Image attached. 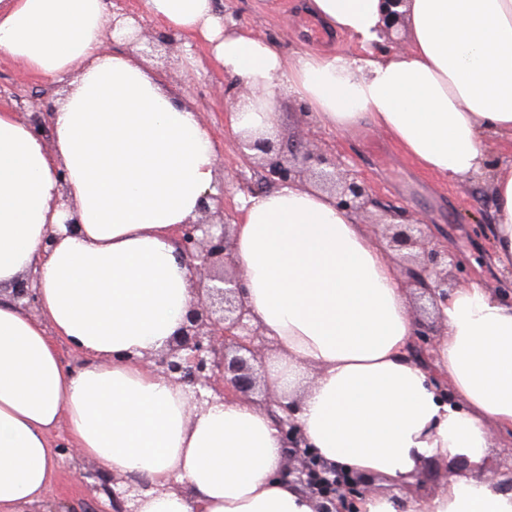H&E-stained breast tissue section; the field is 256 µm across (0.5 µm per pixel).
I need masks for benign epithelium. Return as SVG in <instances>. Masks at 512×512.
I'll use <instances>...</instances> for the list:
<instances>
[{"instance_id": "7a95c632", "label": "benign epithelium", "mask_w": 512, "mask_h": 512, "mask_svg": "<svg viewBox=\"0 0 512 512\" xmlns=\"http://www.w3.org/2000/svg\"><path fill=\"white\" fill-rule=\"evenodd\" d=\"M405 0H382L386 23L381 36L392 42V31L402 21L397 11ZM243 159L257 165L266 184L275 187L293 185L307 177L319 187L336 195V205L359 217L373 205L369 185L341 156L311 149L301 141L278 144L266 138L240 139ZM218 197L209 193L199 207L200 220L181 224L175 242L190 272L195 300L178 334L163 348L147 355L143 362L156 375L175 384L194 389L197 405L218 396L223 401L252 399L262 386L264 399L258 407L285 416L277 418L278 429L288 449V464L281 476L296 485L315 504V512H360L359 497L365 495V479L330 466L319 459L307 444L295 418L296 409L284 405L265 383L263 375L266 343L259 327L251 324V311L244 297L243 273L238 269L230 224L221 206L211 207ZM388 246L401 253V271L413 285L437 306V295L445 296L465 282V270L456 254L429 238L423 220L404 207L386 211ZM14 301L28 311L37 308L35 290L22 283L12 291ZM435 338L419 330L410 352L412 360L428 372H434L430 351ZM95 480L94 488L107 495L115 512H137L127 507L133 488H123V479L100 469L79 472ZM485 481L497 489L512 488V467L493 471Z\"/></svg>"}]
</instances>
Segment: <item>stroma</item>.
Wrapping results in <instances>:
<instances>
[{"label": "stroma", "mask_w": 512, "mask_h": 512, "mask_svg": "<svg viewBox=\"0 0 512 512\" xmlns=\"http://www.w3.org/2000/svg\"><path fill=\"white\" fill-rule=\"evenodd\" d=\"M222 12L237 14L243 27L272 40L284 50H307L352 56L356 46L347 35L324 24L310 9L308 0H217ZM152 68L164 71L170 89L188 107L200 113L211 132L225 173L234 177L224 190V211L236 213L243 188L259 190L261 171L246 164L235 137L226 128L229 101L215 93L225 81L223 71L202 44H176L171 51L150 57ZM62 90L27 73L8 54L0 51V105L31 115L51 112ZM280 112V141L302 139L322 150L342 155L372 187L375 201L371 212L381 216L386 206L404 205L422 216L433 239L445 243L462 258L469 272H482L494 288L512 286V274L497 273L492 265L493 200L481 180L453 183L424 171L383 132L368 121H360L339 134L314 125L301 124L299 105L292 98H277ZM91 460L80 451L64 455L49 500L80 507L81 512H105L110 503L99 492L76 483V467L90 468Z\"/></svg>", "instance_id": "1"}]
</instances>
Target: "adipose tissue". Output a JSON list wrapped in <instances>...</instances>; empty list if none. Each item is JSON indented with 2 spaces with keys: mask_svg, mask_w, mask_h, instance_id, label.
I'll return each instance as SVG.
<instances>
[{
  "mask_svg": "<svg viewBox=\"0 0 512 512\" xmlns=\"http://www.w3.org/2000/svg\"><path fill=\"white\" fill-rule=\"evenodd\" d=\"M310 7L359 54L284 53L225 28L216 0H142L140 18L203 42L245 86L229 108L232 135L276 139L284 93L314 125L342 132L365 119L434 176L482 179L493 263L512 269V163L491 161L512 147V0H406L402 51L374 47L381 0ZM134 32L107 0H0V50L65 85L49 140L0 107V512L45 504L61 425L99 469L150 482L137 512H314L278 477L286 450L271 413L248 401L197 405L191 386L141 363L193 301L170 233L197 220L218 152L162 73L105 50ZM237 212L245 300L277 350L266 376L298 405L319 456L398 485L431 460L485 469L494 433H512V304L482 277L439 301L435 365L455 396L444 402L409 356V296L369 225L312 185L245 196ZM31 272L35 317L10 299ZM61 341L81 365L62 361ZM407 512H512V492L460 478Z\"/></svg>",
  "mask_w": 512,
  "mask_h": 512,
  "instance_id": "1",
  "label": "adipose tissue"
}]
</instances>
